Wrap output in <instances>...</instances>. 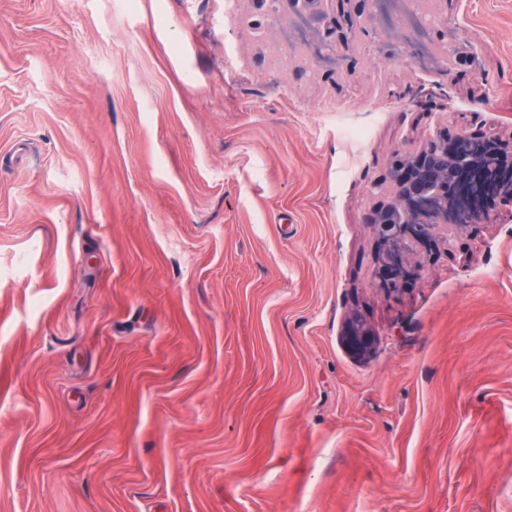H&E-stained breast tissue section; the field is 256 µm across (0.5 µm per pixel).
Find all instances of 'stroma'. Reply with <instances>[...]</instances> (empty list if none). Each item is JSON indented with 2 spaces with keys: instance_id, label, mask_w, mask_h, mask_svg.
<instances>
[{
  "instance_id": "35a3bbf8",
  "label": "stroma",
  "mask_w": 512,
  "mask_h": 512,
  "mask_svg": "<svg viewBox=\"0 0 512 512\" xmlns=\"http://www.w3.org/2000/svg\"><path fill=\"white\" fill-rule=\"evenodd\" d=\"M456 21L312 82L224 0H0V512H512V215L396 292L367 222L393 149L512 133V0ZM453 2L462 0H427L424 2V12L429 14L436 23V39L430 43L429 52L434 62L448 61V40L463 41L464 33L453 18ZM252 13L253 12L246 13L241 17V24L250 31H253L254 22L258 19L253 14H258L259 12L253 13V14ZM253 36L256 39L255 41L257 43H260V44H263L266 46L267 58L271 65H280L283 63L284 58L282 56L280 48L276 44L271 43L269 41L268 32L265 28L260 27V29L254 30ZM372 331L363 318L351 312L345 322V330L341 336L342 342L354 355L365 357L372 349Z\"/></svg>"
}]
</instances>
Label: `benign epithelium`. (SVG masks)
Listing matches in <instances>:
<instances>
[{
	"label": "benign epithelium",
	"mask_w": 512,
	"mask_h": 512,
	"mask_svg": "<svg viewBox=\"0 0 512 512\" xmlns=\"http://www.w3.org/2000/svg\"><path fill=\"white\" fill-rule=\"evenodd\" d=\"M399 0H290L296 17L304 18L314 4V18L321 22L326 40L316 47L315 59L339 62L336 46L351 54H366L379 47L374 18L377 8ZM455 0H425L423 9L436 23V39L429 52L434 62L448 61V42L461 41L464 33L452 21ZM369 195L378 199L369 224L380 242L377 261L383 265L388 289L410 276L406 259L421 250L443 245L456 256L463 230L490 220L488 204L512 214V134L472 133L462 125L443 127L417 147L396 150L387 178L372 183ZM342 342L354 355L372 349V331L352 312L345 322Z\"/></svg>",
	"instance_id": "obj_1"
}]
</instances>
